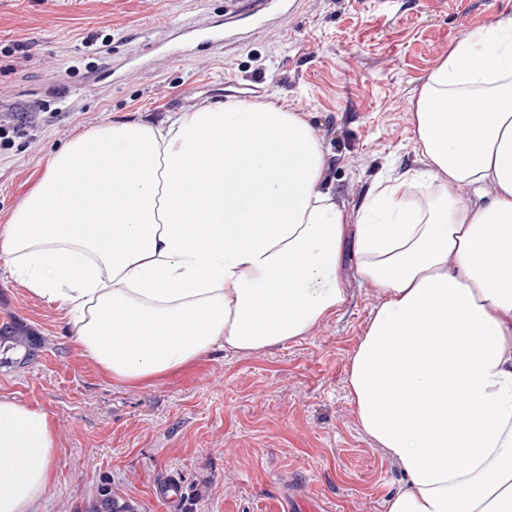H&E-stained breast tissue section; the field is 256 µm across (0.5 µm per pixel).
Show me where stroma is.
<instances>
[{
  "instance_id": "stroma-1",
  "label": "stroma",
  "mask_w": 512,
  "mask_h": 512,
  "mask_svg": "<svg viewBox=\"0 0 512 512\" xmlns=\"http://www.w3.org/2000/svg\"><path fill=\"white\" fill-rule=\"evenodd\" d=\"M246 0H0V225L47 157L108 120L167 123L217 101L298 112L328 152L324 180L356 211L383 173L424 169L415 96L458 37L512 15V0H297L264 31L239 27L182 58L159 30L220 24ZM345 252L348 300L296 343L210 352L146 388L112 382L72 344L67 320L0 264V327L37 337L0 364V398L53 418L59 480L39 512H87L101 485L138 512H270L297 492L329 512H386L404 484L359 429L349 359L381 297ZM180 482L184 501L160 492Z\"/></svg>"
}]
</instances>
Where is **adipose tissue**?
<instances>
[{"mask_svg": "<svg viewBox=\"0 0 512 512\" xmlns=\"http://www.w3.org/2000/svg\"><path fill=\"white\" fill-rule=\"evenodd\" d=\"M414 143L426 169L349 213L299 113L227 101L109 121L52 154L0 226V260L103 374L143 387L218 346L306 338L347 302L353 241L382 301L347 390L405 478L386 512H512V16L463 33L426 77ZM56 454L51 416L1 398L0 512H37Z\"/></svg>", "mask_w": 512, "mask_h": 512, "instance_id": "1", "label": "adipose tissue"}]
</instances>
